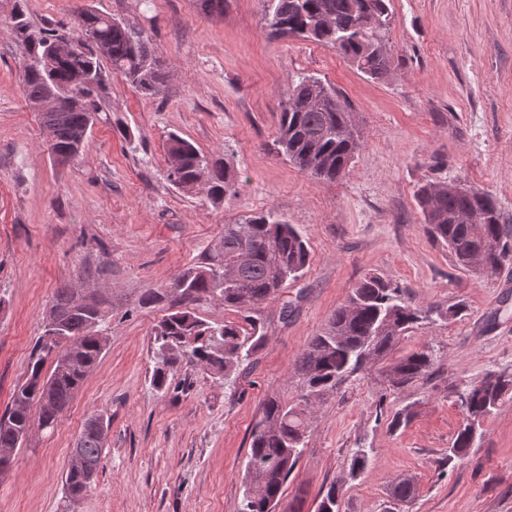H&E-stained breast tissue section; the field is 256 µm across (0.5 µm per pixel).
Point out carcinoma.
Instances as JSON below:
<instances>
[{
	"label": "carcinoma",
	"mask_w": 512,
	"mask_h": 512,
	"mask_svg": "<svg viewBox=\"0 0 512 512\" xmlns=\"http://www.w3.org/2000/svg\"><path fill=\"white\" fill-rule=\"evenodd\" d=\"M265 28L272 37L296 35L336 50L371 79H384L396 66L386 47L392 24L389 0H263ZM68 34L73 51L47 66L46 45ZM13 40L20 49L24 93L29 100L68 95L71 102L39 113L52 132L51 155L69 158L85 148L87 134L103 111L109 74L119 75L146 97L160 94L167 75L152 36L141 26L91 8L73 28H36L21 3L12 15ZM275 152L300 171L327 182L342 179L361 151L352 107L336 88L304 76L289 90L280 112ZM166 155L179 159V175L170 178L214 200L232 197L235 178L221 155H204L189 140L172 134ZM416 201L428 236L448 249L455 264L479 279L491 280L512 261V225L506 223L496 200L485 191L448 190V181L417 188ZM478 222L466 224L464 214ZM309 262L307 243L295 225L268 210L239 223L224 225L220 239L200 260L184 269L169 286L181 282L178 294L165 288L141 296L144 307L163 302L167 313L153 328L155 362L152 385L160 391L169 374L185 362L235 383L234 374L264 341V323L251 310L280 295L290 281L300 279ZM216 299L224 307L245 310L243 323L227 321L213 327L197 317L193 304ZM461 308L424 311L411 304L403 290L371 275L352 289L332 313L327 327L313 337L296 361L305 390L303 402L331 393L349 376L370 363L389 359L388 380L402 391L437 370V359L424 345L394 355L401 335L435 314L441 319L460 315ZM49 320L61 326V345L72 346L68 358L51 357L36 341L25 382L15 388L11 404L0 416V473L9 468L27 435L32 409L49 427L57 425L104 347L102 302L80 306L74 289L54 292ZM53 370L43 373L46 360ZM512 392V372L490 371L458 387L454 402L463 415L448 454L440 466L455 468L468 459L482 422ZM306 409L268 399L263 419L251 434L244 469L239 512H275L282 489L295 467L306 434ZM104 450L103 434L87 420L74 451L84 467L68 468L63 488L73 501L90 488L88 473L97 472ZM343 486L331 484L320 494L316 512H340Z\"/></svg>",
	"instance_id": "carcinoma-1"
}]
</instances>
